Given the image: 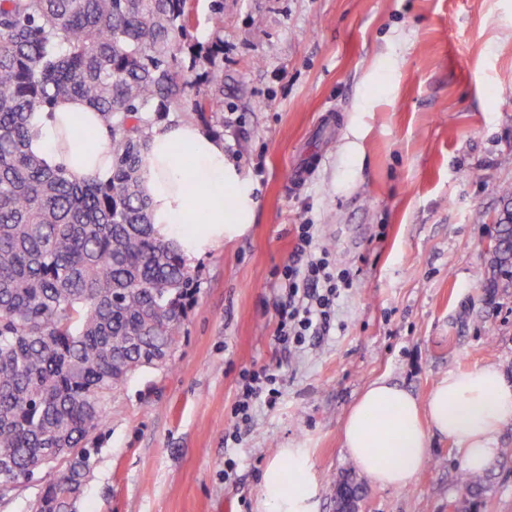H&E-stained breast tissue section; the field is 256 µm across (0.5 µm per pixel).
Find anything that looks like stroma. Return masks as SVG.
Returning a JSON list of instances; mask_svg holds the SVG:
<instances>
[{"label": "stroma", "mask_w": 512, "mask_h": 512, "mask_svg": "<svg viewBox=\"0 0 512 512\" xmlns=\"http://www.w3.org/2000/svg\"><path fill=\"white\" fill-rule=\"evenodd\" d=\"M223 4L219 132L255 185V219L191 259L184 331L112 393L77 512H261L286 448L306 449L317 512H336L337 485L359 475L341 425L368 383L423 402L451 371L495 364L512 381V288L489 303L483 290L502 208L488 188L512 185V0ZM303 223L354 284L337 330L290 351L276 283ZM246 370L276 375L281 395L228 446ZM498 441L480 496L436 434L413 484L363 482L359 512H512V421Z\"/></svg>", "instance_id": "obj_1"}]
</instances>
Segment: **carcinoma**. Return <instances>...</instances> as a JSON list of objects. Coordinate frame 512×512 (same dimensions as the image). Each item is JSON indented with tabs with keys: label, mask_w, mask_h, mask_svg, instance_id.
I'll use <instances>...</instances> for the list:
<instances>
[{
	"label": "carcinoma",
	"mask_w": 512,
	"mask_h": 512,
	"mask_svg": "<svg viewBox=\"0 0 512 512\" xmlns=\"http://www.w3.org/2000/svg\"><path fill=\"white\" fill-rule=\"evenodd\" d=\"M187 0H0V486L59 476L38 512H74L90 466L83 442L114 390L180 335L194 278L150 222L141 169L172 112L223 111V40L188 42ZM78 98L108 130L112 175L77 180L28 150L30 118ZM512 233V186L493 185ZM485 287L512 288V249ZM477 494L482 475L456 464ZM344 512L359 487L343 484Z\"/></svg>",
	"instance_id": "carcinoma-1"
}]
</instances>
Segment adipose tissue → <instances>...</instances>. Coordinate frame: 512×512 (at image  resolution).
<instances>
[{"mask_svg": "<svg viewBox=\"0 0 512 512\" xmlns=\"http://www.w3.org/2000/svg\"><path fill=\"white\" fill-rule=\"evenodd\" d=\"M100 124L87 103H58L53 111L34 113L28 149L74 178L108 180L112 157ZM87 125L98 128L95 140L62 141L65 128ZM142 187L155 228L187 258L242 235L257 207L251 184L227 156L223 141L188 122L154 127ZM509 421L512 383L497 366L449 372L422 404L382 378L369 383L347 413L342 446L373 484L404 488L426 463L432 434L451 439L464 463L482 471L496 459L500 429ZM317 490L305 449L287 448L264 471L262 505L265 512H316Z\"/></svg>", "mask_w": 512, "mask_h": 512, "instance_id": "ef3b65f1", "label": "adipose tissue"}]
</instances>
